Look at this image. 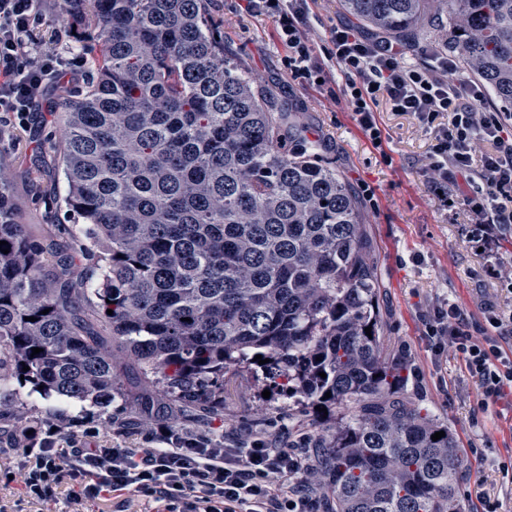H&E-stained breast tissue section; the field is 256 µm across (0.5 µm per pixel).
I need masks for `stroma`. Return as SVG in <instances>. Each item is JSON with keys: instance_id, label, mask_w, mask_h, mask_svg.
I'll return each mask as SVG.
<instances>
[{"instance_id": "35a3bbf8", "label": "stroma", "mask_w": 512, "mask_h": 512, "mask_svg": "<svg viewBox=\"0 0 512 512\" xmlns=\"http://www.w3.org/2000/svg\"><path fill=\"white\" fill-rule=\"evenodd\" d=\"M309 7L306 33L313 55L323 61L332 48L331 28L347 17L339 0H309ZM208 12L220 25L226 54L240 59L260 84L276 88L279 101L299 109L308 137L320 141L324 160L356 193L373 243L385 346L411 356L415 373L408 383V398L448 422L465 451L459 477L463 512H479L484 494L500 501V512H512V479L498 468L499 462L512 459V407L485 400L454 352L434 358L418 318L419 311L445 300L475 318L487 301L512 310L511 291L472 277L487 257L466 237L471 215L458 187H448L452 206H441L438 200L426 172L432 134L410 113L392 111L383 99L377 104L383 144L374 147L343 98L333 97L328 87L303 86L290 77L288 51L271 18L249 15L241 0H209ZM447 28V16L429 14L415 41L401 47L406 61L428 65ZM40 34V51L66 58L89 54L93 46L84 24H72L60 0H46ZM79 89L76 83L55 86L30 113L25 127L0 132V164L7 169L22 223L33 238L49 237L64 247L72 243L70 226L75 219L65 205L55 109L63 95ZM122 384L125 394L113 401L108 419L97 416L86 403H59L36 392L23 399L65 436L86 435L100 448H135L147 431L167 423L168 417L156 408L141 410L131 403L129 393L143 390L136 371H129ZM313 421L310 413L289 410L287 398L275 392L273 383L247 366L225 372L223 412L189 409L178 415L185 431L228 442L248 432L293 440L314 434Z\"/></svg>"}]
</instances>
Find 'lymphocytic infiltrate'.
<instances>
[{"instance_id":"obj_1","label":"lymphocytic infiltrate","mask_w":512,"mask_h":512,"mask_svg":"<svg viewBox=\"0 0 512 512\" xmlns=\"http://www.w3.org/2000/svg\"><path fill=\"white\" fill-rule=\"evenodd\" d=\"M40 7L41 0H0V124L22 123L60 79L87 76L80 58L30 56ZM245 9L274 19L295 78L313 83L322 78L305 36L308 0H246ZM331 42L330 57L345 77L346 103L373 145L382 144L375 107L384 98L393 111L410 113L433 131L428 165L433 181L452 175L484 185L471 203L476 221L469 238L486 246L491 231L511 235L512 113L479 111L483 87L454 79L456 64L447 55L435 56L428 67H411L395 45L368 41L346 24L333 29ZM479 141L489 143L490 151L476 154ZM424 323L435 353L453 350L485 398L512 397V313L489 303L482 319L473 320L451 303L434 307ZM12 442L11 462L0 468L1 483L16 477L22 484L11 512L56 501L64 488L72 505L112 499L117 512H127L133 501L155 506L156 512H320L324 504L309 477L305 449L295 443L275 447L262 435L243 447L225 448L161 424L136 448L76 442L36 448L23 433Z\"/></svg>"}]
</instances>
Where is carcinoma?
<instances>
[{"label": "carcinoma", "instance_id": "carcinoma-1", "mask_svg": "<svg viewBox=\"0 0 512 512\" xmlns=\"http://www.w3.org/2000/svg\"><path fill=\"white\" fill-rule=\"evenodd\" d=\"M76 2L95 74L61 104L58 149L81 224L68 249L34 240L0 169V388L107 414L132 365L162 406L219 410L224 372L249 365L327 409L329 512H462L463 449L405 397L411 364L384 350L358 201L297 112L225 56L207 0ZM342 9L404 43L426 13L448 16V48L512 106V0ZM43 425L20 409L4 428L38 444Z\"/></svg>", "mask_w": 512, "mask_h": 512}]
</instances>
